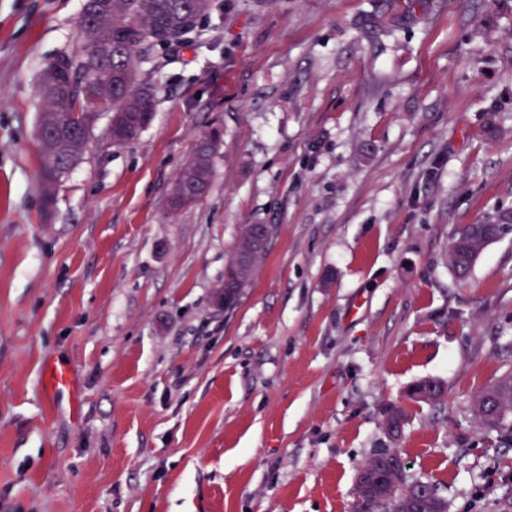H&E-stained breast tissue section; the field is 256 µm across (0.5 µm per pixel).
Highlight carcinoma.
Instances as JSON below:
<instances>
[{
  "label": "carcinoma",
  "instance_id": "carcinoma-1",
  "mask_svg": "<svg viewBox=\"0 0 512 512\" xmlns=\"http://www.w3.org/2000/svg\"><path fill=\"white\" fill-rule=\"evenodd\" d=\"M213 0H85L78 21L79 41L45 63L39 86L44 106L38 119L41 179L46 203L55 187L82 159L90 139L95 113H110L106 131L114 146L136 140L154 119L157 87L141 77L138 64L154 58L163 48L194 27L212 10ZM94 37L87 36V30ZM220 132L211 130L196 145L193 156L179 170L168 197L173 211L184 209L209 192L213 159ZM512 230V224H468L458 229L451 243V264L461 278L468 275L481 249ZM246 225L224 266V309L233 308L251 282L256 265L268 247L257 249L246 269L241 250L250 237ZM480 420L503 433L512 446V372H505L475 397ZM362 468L385 479L403 473L395 498L387 503L361 499L355 512H433L434 504L448 512L436 487L404 473L397 449H382Z\"/></svg>",
  "mask_w": 512,
  "mask_h": 512
}]
</instances>
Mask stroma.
<instances>
[{
    "label": "stroma",
    "instance_id": "1",
    "mask_svg": "<svg viewBox=\"0 0 512 512\" xmlns=\"http://www.w3.org/2000/svg\"><path fill=\"white\" fill-rule=\"evenodd\" d=\"M83 3L0 0V512H354L380 448L448 512H507L473 400L512 366V232L464 281L450 246L512 216V0H214L142 64L151 126L114 146L97 113L48 208L39 75ZM214 127L209 194L170 212ZM248 224L273 236L227 312ZM256 224H248L243 229L238 238L231 257L224 266V286L217 292V298L220 304L224 305L225 310H230L239 301L243 291L251 282L252 273L256 265L264 258L268 250V245L257 249L249 259V265L245 271L241 269V250L250 237V246L244 253L247 256L260 244V234L254 232L250 236L251 227Z\"/></svg>",
    "mask_w": 512,
    "mask_h": 512
}]
</instances>
